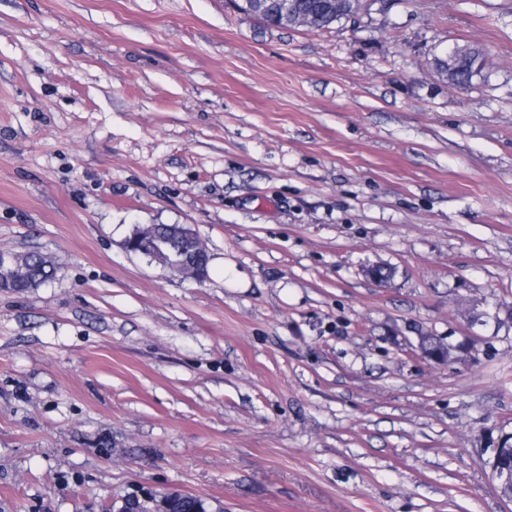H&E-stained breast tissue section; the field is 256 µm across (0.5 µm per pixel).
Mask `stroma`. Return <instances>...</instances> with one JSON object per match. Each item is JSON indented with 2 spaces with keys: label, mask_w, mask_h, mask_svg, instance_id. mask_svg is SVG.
<instances>
[{
  "label": "stroma",
  "mask_w": 512,
  "mask_h": 512,
  "mask_svg": "<svg viewBox=\"0 0 512 512\" xmlns=\"http://www.w3.org/2000/svg\"><path fill=\"white\" fill-rule=\"evenodd\" d=\"M146 224L207 279L128 251ZM0 250L57 269L0 292V512H512V319L471 322L512 305V0H0ZM357 10L358 4L355 8L352 1H336V4H330L329 10L322 15L321 19L317 20V24L319 28H328L336 22L355 14ZM467 49V53L455 60V73L454 76L465 86L470 84L473 77L481 72L483 67H474V62L483 57L482 50L470 46H464ZM451 345L453 344H445L427 336H421L419 340V347L424 357L436 362L448 360V355L452 351H456L455 346L457 345H453L454 347H451ZM504 441L491 448L489 461L499 496L512 503V442Z\"/></svg>",
  "instance_id": "stroma-1"
}]
</instances>
